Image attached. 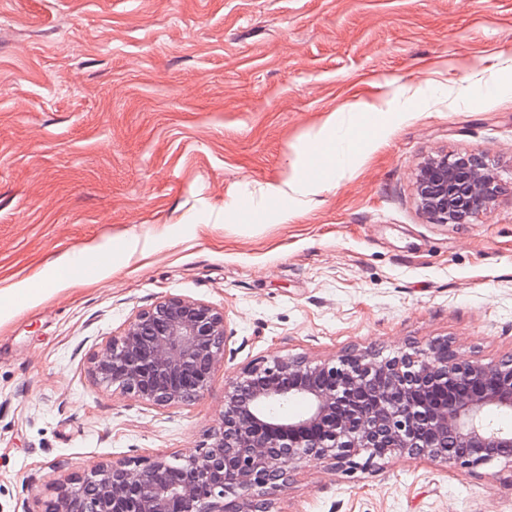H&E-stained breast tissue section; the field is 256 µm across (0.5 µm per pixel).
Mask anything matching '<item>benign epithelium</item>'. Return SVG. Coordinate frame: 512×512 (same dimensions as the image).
Instances as JSON below:
<instances>
[{
  "label": "benign epithelium",
  "mask_w": 512,
  "mask_h": 512,
  "mask_svg": "<svg viewBox=\"0 0 512 512\" xmlns=\"http://www.w3.org/2000/svg\"><path fill=\"white\" fill-rule=\"evenodd\" d=\"M498 180L476 156L437 153L419 163L414 194L432 222L466 224L491 212ZM225 341L224 312L168 296L98 349L91 373L154 406L184 404L207 390ZM293 400L306 410L288 415ZM493 410L512 412V354L462 361L442 340L383 359L349 351L334 364L275 357L229 384L221 422L197 454L158 456L136 472L103 463L61 484L45 512H271L270 495L303 464L336 471L361 455L367 466L396 454L470 472L512 465V429L492 426Z\"/></svg>",
  "instance_id": "obj_1"
}]
</instances>
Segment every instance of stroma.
Wrapping results in <instances>:
<instances>
[{
	"instance_id": "35a3bbf8",
	"label": "stroma",
	"mask_w": 512,
	"mask_h": 512,
	"mask_svg": "<svg viewBox=\"0 0 512 512\" xmlns=\"http://www.w3.org/2000/svg\"><path fill=\"white\" fill-rule=\"evenodd\" d=\"M332 115L353 147L326 180ZM437 152L498 173L489 215L420 211ZM296 166L291 199L267 197ZM61 257L93 258L88 279L53 283ZM168 296L223 311L227 339L204 394L159 409L90 357ZM443 339L512 354V0H0V512H43L105 462L198 453L255 362ZM272 500L512 512V468L312 462Z\"/></svg>"
}]
</instances>
